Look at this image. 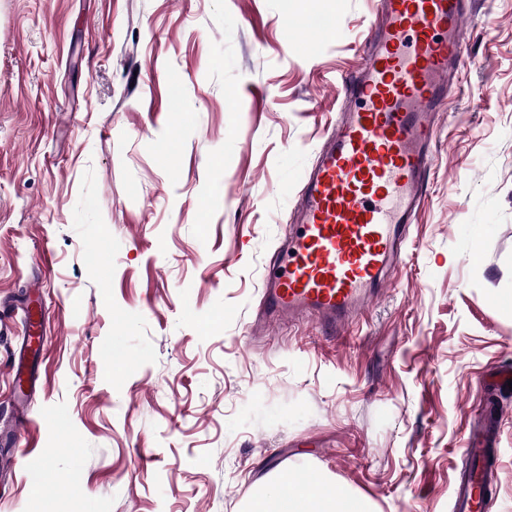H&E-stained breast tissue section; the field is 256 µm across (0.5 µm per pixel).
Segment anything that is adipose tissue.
<instances>
[{
    "label": "adipose tissue",
    "instance_id": "1",
    "mask_svg": "<svg viewBox=\"0 0 512 512\" xmlns=\"http://www.w3.org/2000/svg\"><path fill=\"white\" fill-rule=\"evenodd\" d=\"M251 512H355V508L348 500L326 495L313 480L296 481L286 470L272 493L253 501Z\"/></svg>",
    "mask_w": 512,
    "mask_h": 512
}]
</instances>
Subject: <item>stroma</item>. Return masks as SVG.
I'll use <instances>...</instances> for the list:
<instances>
[{"label":"stroma","instance_id":"35a3bbf8","mask_svg":"<svg viewBox=\"0 0 512 512\" xmlns=\"http://www.w3.org/2000/svg\"><path fill=\"white\" fill-rule=\"evenodd\" d=\"M370 0H0V512H512V0H479L403 265L343 335L262 316ZM41 345L26 346L29 312ZM464 450L471 466L457 480L453 512H488L493 499L491 490L488 491L489 475L493 471L490 450L484 442ZM357 509L346 499L326 495L319 483L306 479L297 482L285 470L267 496L256 498L251 512H354Z\"/></svg>","mask_w":512,"mask_h":512}]
</instances>
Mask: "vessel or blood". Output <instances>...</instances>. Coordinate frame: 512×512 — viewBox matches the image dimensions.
Returning <instances> with one entry per match:
<instances>
[{
    "label": "vessel or blood",
    "instance_id": "obj_1",
    "mask_svg": "<svg viewBox=\"0 0 512 512\" xmlns=\"http://www.w3.org/2000/svg\"><path fill=\"white\" fill-rule=\"evenodd\" d=\"M471 0H377L363 66L347 76L348 107L299 184L297 227L263 289L271 313L348 328L396 269L432 165L433 120L462 55ZM453 512H489L491 453L465 450Z\"/></svg>",
    "mask_w": 512,
    "mask_h": 512
}]
</instances>
